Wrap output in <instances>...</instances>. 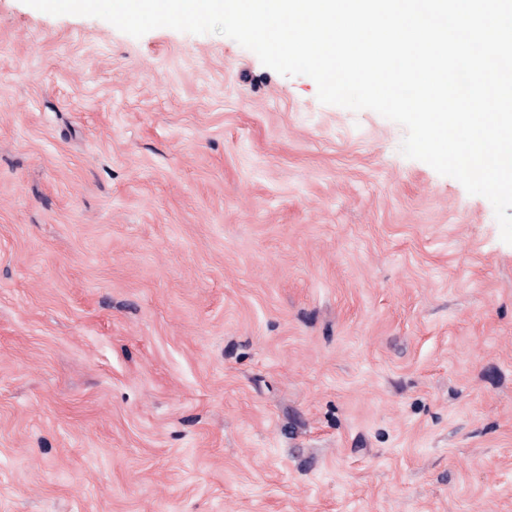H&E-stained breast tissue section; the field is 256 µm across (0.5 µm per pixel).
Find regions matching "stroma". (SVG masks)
<instances>
[{
  "instance_id": "obj_1",
  "label": "stroma",
  "mask_w": 512,
  "mask_h": 512,
  "mask_svg": "<svg viewBox=\"0 0 512 512\" xmlns=\"http://www.w3.org/2000/svg\"><path fill=\"white\" fill-rule=\"evenodd\" d=\"M405 135L0 0V512H512V245Z\"/></svg>"
}]
</instances>
